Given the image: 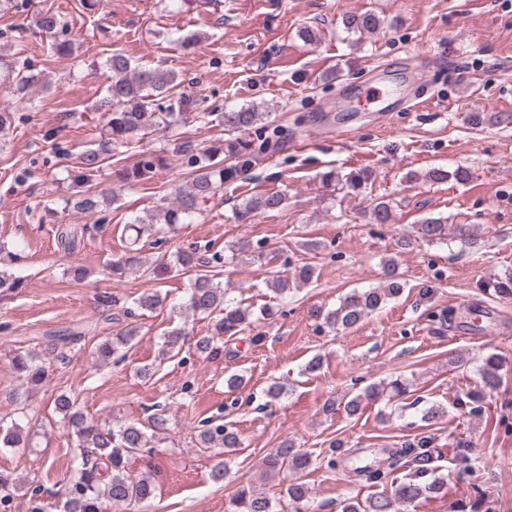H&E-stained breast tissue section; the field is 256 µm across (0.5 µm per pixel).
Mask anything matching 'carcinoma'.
<instances>
[{
	"mask_svg": "<svg viewBox=\"0 0 512 512\" xmlns=\"http://www.w3.org/2000/svg\"><path fill=\"white\" fill-rule=\"evenodd\" d=\"M29 25L51 37L49 56L64 57L72 54L71 41L67 39L68 20L61 14L49 9L33 14ZM344 28L350 32H372L379 28L380 20L365 12L350 14L343 19ZM109 72V84L106 88L105 106L107 107L104 125L99 139L93 147L80 152L77 156L75 174L71 177L74 186L82 188L81 196L72 203V207L88 212L102 213L100 202H115L119 192L148 181L161 158L144 151L143 140L147 131H165L178 122V113L170 111L165 99L175 94L182 81L179 74L164 67H134L131 60L121 52H113L103 63ZM40 74L30 66L21 68L13 61L0 58V83L15 93H25L39 84ZM266 113L250 105L230 109L225 112H200L195 119L205 124L216 123L224 127V145L213 149H196L185 142L180 146L182 165L189 171L186 186L175 191V201L161 205L156 218L143 221L138 218L129 223L134 228L135 238L124 246V252L109 264L112 276L120 277L128 270L143 271L151 276L155 270L166 266L161 261L144 267L139 243L144 233H159L156 226L164 224L169 228L177 224L192 221L199 203L215 197L224 186L234 185L251 178L252 171L270 154L278 152L283 145V131L264 122ZM139 156L130 167L113 172L115 183L100 191L93 190L92 180L108 160L119 149ZM433 182H444L452 177L464 182L469 172L458 169L453 174L440 168L427 173ZM287 203V195L282 191H272L246 200L234 211L235 221L244 224L261 213L282 209ZM371 217L377 224H387L393 218V206L387 200L376 201L371 208ZM83 228L70 224L58 234L60 247L72 253L82 237ZM420 234L428 243H441L448 239L447 219L426 217L420 222ZM174 263L189 277L187 307L196 314L215 316L212 333L195 340L194 346L200 353L208 355L218 352L217 343L252 326L251 309L240 301L227 298L226 289L216 280L217 273L209 269L210 261L197 249L181 250L174 256ZM388 284L384 288L354 289L344 296L339 306L328 312L324 321L330 326L340 325L352 328L368 314L380 309L390 298L399 296L404 283L396 273V262H385ZM314 269L308 264L294 268L290 274L277 279L279 293L289 290L291 282L308 283L312 280ZM164 303L161 294L149 288L133 299V307H127L124 314H132V308L154 310ZM134 337V329H125L115 338L99 344L94 351L101 359H110L118 364L125 359L122 348ZM14 370L31 385H39L45 377V369L39 363V355L31 349H17L11 357ZM502 362L499 356L490 354L480 367L483 387L495 390L499 386V370ZM384 389L376 384L366 387L363 392L351 397L344 404L349 415H356L362 403L379 398ZM56 408L63 414L65 422L71 426L78 437L79 448L77 464L63 488L54 492L62 500L60 512H99V503L107 499L114 504L145 502L153 496L155 489L149 474L139 479L131 478L126 471V459L143 451L148 444L144 430L136 424H124L116 427L102 426L88 419L83 412L75 408V402L69 396L61 394L56 398ZM24 428L16 420L9 425L0 423V447L21 448L25 445ZM199 443L206 449L224 448L229 451L241 447L238 433L220 423H206L199 433ZM312 464L310 453L287 444L265 459L267 471L278 474L289 471L302 475ZM393 493L389 496L374 497L359 501L349 499L342 505L341 512H398V507L414 503L421 498H429L444 488V481L435 477L425 478L424 472L415 471L401 479L392 480ZM293 512L308 509L306 486L297 481L286 489ZM234 512H274L273 501L264 493L250 488L238 489L233 498Z\"/></svg>",
	"mask_w": 512,
	"mask_h": 512,
	"instance_id": "obj_1",
	"label": "carcinoma"
}]
</instances>
